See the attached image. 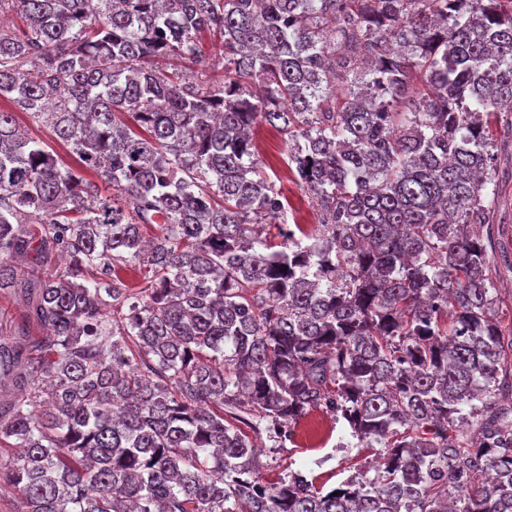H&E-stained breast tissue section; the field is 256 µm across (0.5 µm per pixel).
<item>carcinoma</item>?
<instances>
[{
    "instance_id": "1",
    "label": "carcinoma",
    "mask_w": 512,
    "mask_h": 512,
    "mask_svg": "<svg viewBox=\"0 0 512 512\" xmlns=\"http://www.w3.org/2000/svg\"><path fill=\"white\" fill-rule=\"evenodd\" d=\"M6 10L24 23L0 28V291L24 315L0 335V449H22L0 482L19 512H512V336L469 230L512 112V0ZM264 124L312 232L260 170ZM313 409L380 447L339 495L264 480L241 429L284 442ZM202 42L205 47L208 49L211 57L209 59V66L206 68V80L210 78L220 79L222 75H224V65L220 56V38L217 35H214L212 32H205L201 36ZM17 119L22 124L26 125L31 135L35 139L41 140L44 145L47 147V150L54 151L59 157L64 160L66 163L70 164L71 166L78 168L79 162L77 159H75L73 156H71L65 148L55 140L53 133L51 132V129H49L47 126L43 124L39 125H32L29 121V119L22 113H17ZM255 145L264 171L288 200V221L291 224L295 221L307 230L316 228L314 224H318L317 207L311 196L299 186L288 167V147L280 135L269 125H262L257 130Z\"/></svg>"
}]
</instances>
